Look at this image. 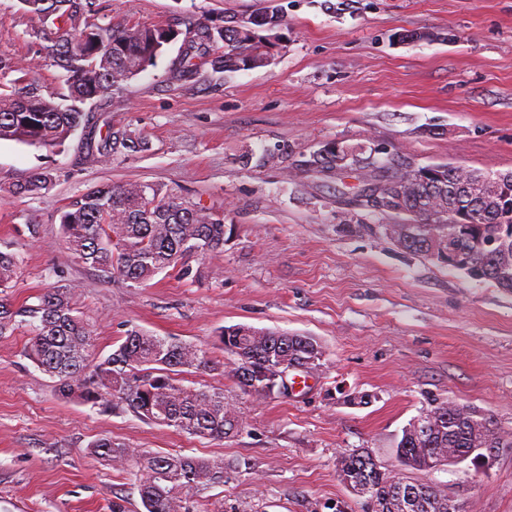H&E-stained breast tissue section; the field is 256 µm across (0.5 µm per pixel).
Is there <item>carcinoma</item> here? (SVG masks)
<instances>
[{"mask_svg":"<svg viewBox=\"0 0 512 512\" xmlns=\"http://www.w3.org/2000/svg\"><path fill=\"white\" fill-rule=\"evenodd\" d=\"M22 10L37 20L30 38L45 52L50 65L64 72L66 91L44 96L38 85L9 75L18 67L0 58V79L9 92L0 94V140L28 145L61 147L79 129L94 138L95 112L91 103L107 108L132 78L155 65L169 40L180 34L172 26H147L121 21L102 22L97 0H19ZM284 15L277 0L244 21L231 16H204L192 24L193 36L173 80L190 83L208 65L212 73L236 72L267 63L266 42L260 30L282 27ZM150 150L147 139L125 127L111 126L97 142L104 158ZM358 156L367 169L364 185L388 181L401 199V209L383 210L377 216L406 233L389 237L396 246L427 257L440 251L458 259L448 267L493 283L512 292V222H498L490 209L476 224H430L432 213L446 212L461 201L460 168L449 167L441 177L424 180L387 149ZM336 161V155L316 150L303 166L318 172ZM52 182L49 171L31 173L18 186L22 195H36ZM418 223L411 224L412 214ZM68 248L82 263L109 275L117 274L138 285L170 268L190 274L189 257L205 259L224 250V217L167 193L156 184L119 183L92 187L73 199L61 217ZM18 252L0 249V335L30 327L28 358L57 379L64 397H76L94 407L126 406L140 417L179 433L202 439L224 440L244 428L240 412L224 403V390L187 386L178 375L193 369L222 370L224 377L247 394H264L262 375L275 363L325 358L320 343L311 336L290 335L239 325L218 335L228 361L212 359L200 346L171 336H155L140 328L127 330L106 357L91 360L95 336L77 314L75 288L58 284L33 305L15 306L9 299L20 272ZM421 412L427 424L416 429L408 423L396 443L403 470L430 472V463L453 453L459 456L490 448H512V433L504 432L495 418L474 406L428 397ZM93 453L115 467H128L138 480L146 512H197L193 494L203 486L224 484V474L238 464L222 457L162 454L131 448L102 438L92 442ZM337 471L344 484L368 488L379 512H448V494L438 485L411 482L401 473L391 474L373 461L370 452L343 449ZM412 489L415 507L406 511L397 487Z\"/></svg>","mask_w":512,"mask_h":512,"instance_id":"cac0c4a2","label":"carcinoma"}]
</instances>
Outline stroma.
Returning a JSON list of instances; mask_svg holds the SVG:
<instances>
[{
  "instance_id": "obj_1",
  "label": "stroma",
  "mask_w": 512,
  "mask_h": 512,
  "mask_svg": "<svg viewBox=\"0 0 512 512\" xmlns=\"http://www.w3.org/2000/svg\"><path fill=\"white\" fill-rule=\"evenodd\" d=\"M106 19L155 26L206 15L247 18L258 0H100ZM265 66L171 79L174 41L98 113L99 131L126 126L149 151L111 160L82 133L48 150L0 140V246L22 258L14 304L62 281L111 353L131 327L202 345L223 359L222 328L248 325L315 338L326 364L305 391L251 395L218 371L185 384L220 388L242 432L190 438L133 412L58 395L24 354L30 334L0 336V512H145L133 475L97 459L92 442L237 462L200 490L199 512H368L340 481L336 456L365 448L383 470L435 395L491 413L512 432V293L375 232V217L337 197L298 163L335 142L385 148L413 166L512 171V0H279ZM18 0H0V55L43 94L63 92L27 35ZM50 171L41 194L15 188ZM159 184L223 213L224 250L199 281L174 271L129 285L78 262L61 216L103 183ZM39 227L30 236L27 227ZM411 480L438 484L466 512H512V448L489 466L464 462Z\"/></svg>"
}]
</instances>
